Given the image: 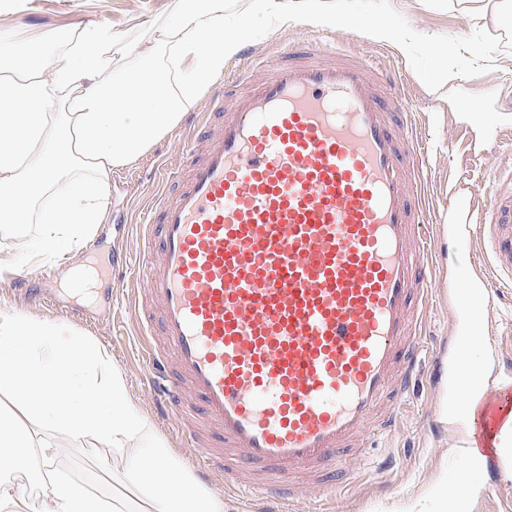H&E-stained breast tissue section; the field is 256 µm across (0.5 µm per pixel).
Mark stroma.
I'll list each match as a JSON object with an SVG mask.
<instances>
[{"label": "stroma", "mask_w": 512, "mask_h": 512, "mask_svg": "<svg viewBox=\"0 0 512 512\" xmlns=\"http://www.w3.org/2000/svg\"><path fill=\"white\" fill-rule=\"evenodd\" d=\"M62 0H0V30L19 43L40 41L49 31H70L93 22L121 33L134 45L145 44L155 27L167 21L177 0H72L61 10ZM497 18L483 23L469 13V0H401L405 20L420 34L419 42L400 47L372 38L355 27L334 30L337 43L356 48L376 58L417 105L413 115L416 130L429 148L424 174L426 203L431 214L448 212V188L461 177L448 164L449 151H462L461 126L472 112L495 110L512 101V11L498 0H483ZM322 28L288 23L269 27L254 23L246 48L254 56L274 61L290 42L321 38ZM454 43V51L437 55L426 42ZM176 133L158 140L143 158L116 169L109 186V202L102 224L70 254L55 263L51 281H44V262L19 257L17 271L0 288V301L7 310L34 316L69 328L107 347L125 375L130 396L142 407L148 435L161 438L183 461H191L190 448L180 446L171 427L155 409L156 395L143 375L134 353L133 335L112 333V313L130 312L132 301L142 294L143 276H131L124 288H112L108 270L114 248L137 238L136 226L146 198L156 188L153 166L178 160ZM448 255L436 272L433 313L425 333L428 345H454L460 334V319L448 285L461 271L457 245L446 239ZM501 297L483 319L486 333L481 357L492 382L512 377V283L500 280ZM446 350L440 359H447ZM456 391L448 383L434 384L422 377L407 397L408 405L394 431L379 439L378 454L387 457L383 472L373 469V456L355 454L346 489L336 497L310 491L292 505V512H424L438 479L448 471L466 474L460 437L461 427L448 421V399ZM56 469L65 477L84 482L86 473L99 477L91 486L103 512H112V455L85 443L59 459ZM480 472L470 492L469 512H512V469L493 475L487 461L477 463Z\"/></svg>", "instance_id": "obj_1"}]
</instances>
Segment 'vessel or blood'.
Segmentation results:
<instances>
[{
	"label": "vessel or blood",
	"instance_id": "1",
	"mask_svg": "<svg viewBox=\"0 0 512 512\" xmlns=\"http://www.w3.org/2000/svg\"><path fill=\"white\" fill-rule=\"evenodd\" d=\"M254 69L248 90L215 86L214 111L182 130L163 172L178 191L110 275L151 270V305L135 309L142 364L165 416L183 420L189 395L213 428L189 433L202 469L285 512L344 486L365 434L390 431L415 384L435 282L417 195L427 149L400 87L334 40ZM450 201L449 232L481 225L512 276V176L462 180ZM493 287L487 273L469 281L460 314L479 317ZM471 411V447L496 453L512 385Z\"/></svg>",
	"mask_w": 512,
	"mask_h": 512
}]
</instances>
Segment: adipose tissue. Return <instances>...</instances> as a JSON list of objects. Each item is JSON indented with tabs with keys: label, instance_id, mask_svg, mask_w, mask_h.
Masks as SVG:
<instances>
[{
	"label": "adipose tissue",
	"instance_id": "1",
	"mask_svg": "<svg viewBox=\"0 0 512 512\" xmlns=\"http://www.w3.org/2000/svg\"><path fill=\"white\" fill-rule=\"evenodd\" d=\"M360 0H249V13L283 25L332 27L364 20L369 34L406 45L410 28L391 13L359 16ZM251 28L224 25V0H179L146 47L129 48L111 28L86 25L62 41V54H35L0 34V236L25 225L39 233L27 251L66 254L101 223L116 168L138 161L193 108L206 83L247 40ZM147 62L140 74L129 55ZM0 391L16 414L0 418V512H101L83 486L60 476L57 459L90 441L118 454L122 485L135 500H112V512H224V500L201 485L164 441L136 447L145 427L123 372L107 348L76 332L0 307ZM58 433L40 437L37 425ZM33 469L48 487L31 507L7 473Z\"/></svg>",
	"mask_w": 512,
	"mask_h": 512
}]
</instances>
